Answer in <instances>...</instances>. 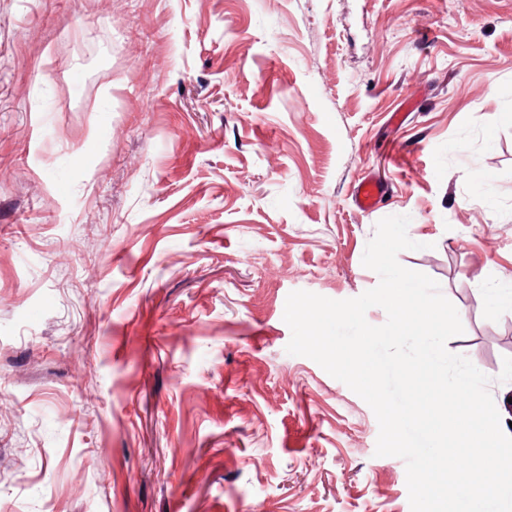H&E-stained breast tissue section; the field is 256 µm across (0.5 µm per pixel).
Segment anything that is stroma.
Here are the masks:
<instances>
[{
    "label": "stroma",
    "mask_w": 512,
    "mask_h": 512,
    "mask_svg": "<svg viewBox=\"0 0 512 512\" xmlns=\"http://www.w3.org/2000/svg\"><path fill=\"white\" fill-rule=\"evenodd\" d=\"M392 215L512 434V0H0V512H411L283 320ZM387 191L386 183L378 177H364L353 188V198L363 210L374 209Z\"/></svg>",
    "instance_id": "35a3bbf8"
}]
</instances>
